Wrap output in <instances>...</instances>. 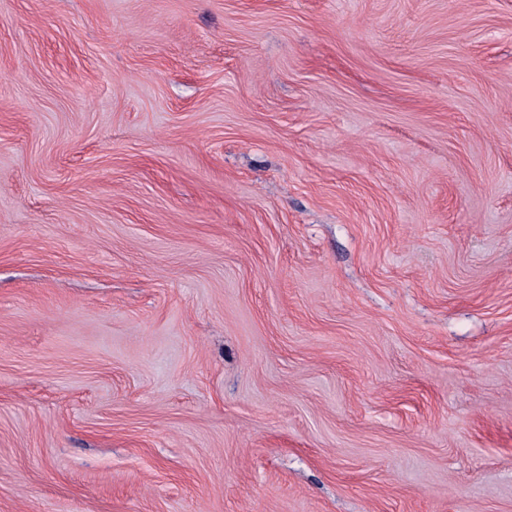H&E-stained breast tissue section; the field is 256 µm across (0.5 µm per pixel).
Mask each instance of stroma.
Masks as SVG:
<instances>
[{
	"mask_svg": "<svg viewBox=\"0 0 512 512\" xmlns=\"http://www.w3.org/2000/svg\"><path fill=\"white\" fill-rule=\"evenodd\" d=\"M0 512H512V0H0Z\"/></svg>",
	"mask_w": 512,
	"mask_h": 512,
	"instance_id": "obj_1",
	"label": "stroma"
}]
</instances>
